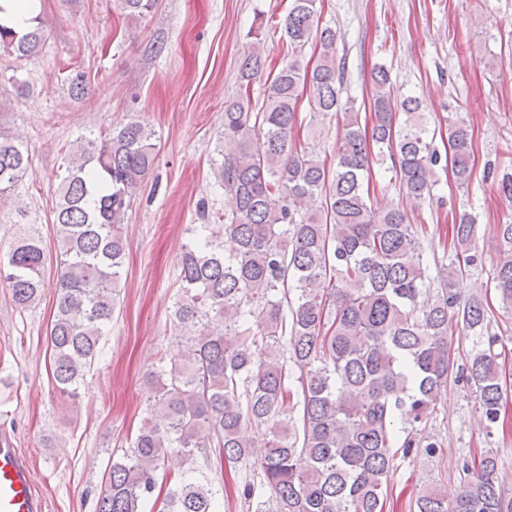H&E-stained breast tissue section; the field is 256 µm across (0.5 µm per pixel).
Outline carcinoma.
<instances>
[{"instance_id":"cac0c4a2","label":"carcinoma","mask_w":512,"mask_h":512,"mask_svg":"<svg viewBox=\"0 0 512 512\" xmlns=\"http://www.w3.org/2000/svg\"><path fill=\"white\" fill-rule=\"evenodd\" d=\"M156 2L118 0L129 18L145 17ZM317 3L291 0L280 23L288 57L271 79H262V49L272 24L260 17L248 32L239 93L224 103L211 159L232 206L221 213L199 206L202 223L181 247L171 310L186 341L151 372L147 417L130 453L112 463L96 512H146L161 479L169 484L163 512H217L220 489L206 472L198 479L163 472L170 451L192 460L204 448L229 463L253 462L238 487L253 512H392L396 456L440 448L423 424L450 377L472 387L487 435L505 411L507 377L486 301L455 288L477 261V215L459 213L431 267L426 227L410 223L398 205L374 208L366 185L378 172L391 174L415 203L431 202L441 161L435 132L419 100L395 92L383 65L371 72L368 115L341 101L346 61ZM2 13L0 6V55L37 56L44 18L31 16L20 32ZM312 41L318 57L310 64L302 51ZM261 80L255 110L251 87ZM338 114L342 135L330 162L300 136ZM448 143L456 182L467 185L472 135L464 120L448 121ZM157 155L153 132L138 120L71 144L54 207L60 273L49 333L52 379L63 395L76 393L112 322L124 221ZM29 163L22 140L0 130V196L14 190ZM498 229L492 280L502 308L512 311V223ZM226 237L236 244L230 253ZM0 284L20 308L46 287L45 250L33 225L15 222ZM453 326L473 336L458 372L448 351ZM497 468L489 452L463 463L456 500L426 487L414 512H512Z\"/></svg>"}]
</instances>
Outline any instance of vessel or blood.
Returning <instances> with one entry per match:
<instances>
[{
    "mask_svg": "<svg viewBox=\"0 0 512 512\" xmlns=\"http://www.w3.org/2000/svg\"><path fill=\"white\" fill-rule=\"evenodd\" d=\"M0 512H44L29 459L5 436L0 438Z\"/></svg>",
    "mask_w": 512,
    "mask_h": 512,
    "instance_id": "vessel-or-blood-1",
    "label": "vessel or blood"
}]
</instances>
